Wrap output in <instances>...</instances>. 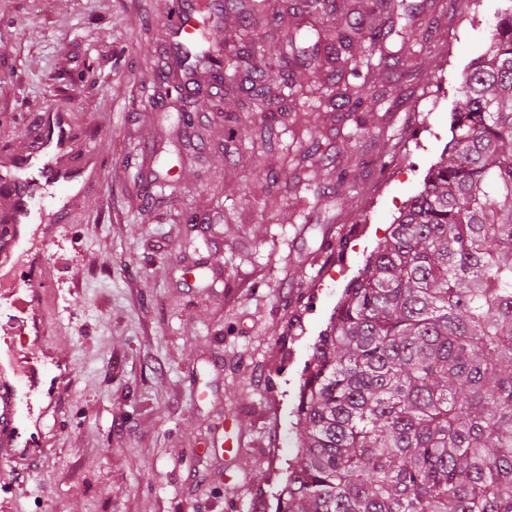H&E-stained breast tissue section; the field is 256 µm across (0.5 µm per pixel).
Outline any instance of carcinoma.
Masks as SVG:
<instances>
[{
	"label": "carcinoma",
	"instance_id": "carcinoma-1",
	"mask_svg": "<svg viewBox=\"0 0 512 512\" xmlns=\"http://www.w3.org/2000/svg\"><path fill=\"white\" fill-rule=\"evenodd\" d=\"M324 16L337 0H300ZM258 0H224L251 33ZM369 12L351 9L324 46L336 78L370 64ZM287 46L318 62L325 33L290 25ZM367 53L351 50L352 36ZM238 71L188 49L159 66L179 96L184 67ZM268 70L251 69L248 108L274 115ZM360 88L332 105L356 112ZM447 154L345 288L314 348L296 410L298 452L276 512H512V5L461 86Z\"/></svg>",
	"mask_w": 512,
	"mask_h": 512
}]
</instances>
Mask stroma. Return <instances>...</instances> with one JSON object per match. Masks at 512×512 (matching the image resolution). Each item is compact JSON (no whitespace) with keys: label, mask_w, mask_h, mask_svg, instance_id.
<instances>
[{"label":"stroma","mask_w":512,"mask_h":512,"mask_svg":"<svg viewBox=\"0 0 512 512\" xmlns=\"http://www.w3.org/2000/svg\"><path fill=\"white\" fill-rule=\"evenodd\" d=\"M412 23L390 63L346 75L362 112L319 94L264 113L241 85L185 115L157 80L171 0H0V161L22 153L45 108L67 113L100 187L49 220L38 354L45 454L0 456V512H275L297 451L295 410L313 348L350 279L389 233L451 139L463 75L506 0H389ZM268 0L251 64L284 66ZM240 442L239 454L225 452Z\"/></svg>","instance_id":"1"}]
</instances>
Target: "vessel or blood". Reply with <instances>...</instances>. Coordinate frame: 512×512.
Instances as JSON below:
<instances>
[{
    "instance_id": "vessel-or-blood-1",
    "label": "vessel or blood",
    "mask_w": 512,
    "mask_h": 512,
    "mask_svg": "<svg viewBox=\"0 0 512 512\" xmlns=\"http://www.w3.org/2000/svg\"><path fill=\"white\" fill-rule=\"evenodd\" d=\"M192 0H176L169 17V29L175 45L181 46L195 39L197 25L193 20ZM71 132L64 114L44 113L37 122L36 131L29 138L25 156L6 166L0 180L9 184L10 211L0 217V270L6 271L11 281L21 284L25 296L12 301L19 316L14 320L16 330L27 327L28 318L34 317L40 296L37 267L22 261L16 249L24 240L37 204V192L46 186L61 189L76 177L65 157L71 149ZM27 380L30 387H38L40 373L34 362H22L14 357L0 361V449L11 459L30 461L43 456L37 432L19 419L17 406L20 380Z\"/></svg>"
}]
</instances>
